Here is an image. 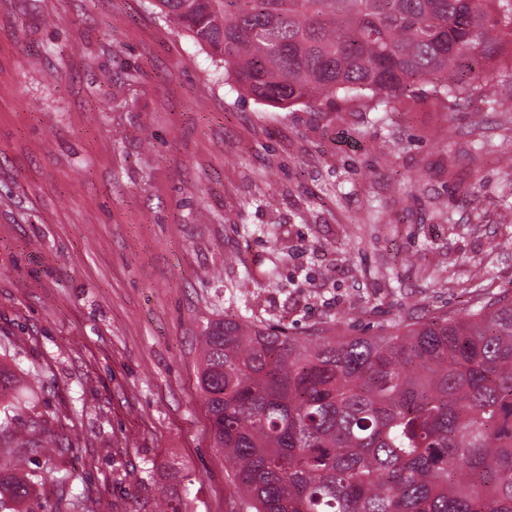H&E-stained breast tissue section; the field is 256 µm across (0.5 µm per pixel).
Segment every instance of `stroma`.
I'll list each match as a JSON object with an SVG mask.
<instances>
[{"instance_id": "obj_1", "label": "stroma", "mask_w": 512, "mask_h": 512, "mask_svg": "<svg viewBox=\"0 0 512 512\" xmlns=\"http://www.w3.org/2000/svg\"><path fill=\"white\" fill-rule=\"evenodd\" d=\"M512 99L386 122L237 92L152 0H0V360L63 512H242L197 383L215 319L374 336L512 292ZM272 275L240 295L255 264Z\"/></svg>"}]
</instances>
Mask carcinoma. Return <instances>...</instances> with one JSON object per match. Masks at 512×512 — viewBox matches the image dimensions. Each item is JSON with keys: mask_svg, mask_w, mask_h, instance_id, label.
I'll list each match as a JSON object with an SVG mask.
<instances>
[{"mask_svg": "<svg viewBox=\"0 0 512 512\" xmlns=\"http://www.w3.org/2000/svg\"><path fill=\"white\" fill-rule=\"evenodd\" d=\"M265 104L379 119L430 86L457 112L512 45V0H154ZM271 271L257 268L237 285ZM198 384L245 512H512V296L378 336H287L217 319ZM16 415L0 399V440ZM52 467L0 466V512Z\"/></svg>", "mask_w": 512, "mask_h": 512, "instance_id": "obj_1", "label": "carcinoma"}]
</instances>
